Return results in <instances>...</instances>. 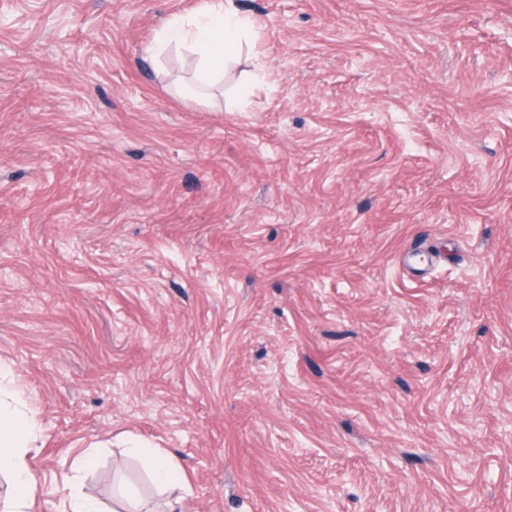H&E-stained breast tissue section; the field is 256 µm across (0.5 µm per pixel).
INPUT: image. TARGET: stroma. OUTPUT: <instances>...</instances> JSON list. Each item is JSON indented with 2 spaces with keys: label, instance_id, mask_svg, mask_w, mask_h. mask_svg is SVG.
Returning a JSON list of instances; mask_svg holds the SVG:
<instances>
[{
  "label": "stroma",
  "instance_id": "1",
  "mask_svg": "<svg viewBox=\"0 0 512 512\" xmlns=\"http://www.w3.org/2000/svg\"><path fill=\"white\" fill-rule=\"evenodd\" d=\"M199 0H0V362L34 512H512V0H237L202 100L150 57ZM251 95L236 89L254 68ZM130 450L158 485L183 487L187 484L183 467L174 454L139 443L134 444ZM96 463V452L88 448L74 456L70 462L71 475H65L63 495L60 497L58 512H104L101 504L95 498L75 490L73 484L77 475L90 471Z\"/></svg>",
  "mask_w": 512,
  "mask_h": 512
}]
</instances>
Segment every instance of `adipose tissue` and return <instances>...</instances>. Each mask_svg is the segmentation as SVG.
Masks as SVG:
<instances>
[{
  "label": "adipose tissue",
  "mask_w": 512,
  "mask_h": 512,
  "mask_svg": "<svg viewBox=\"0 0 512 512\" xmlns=\"http://www.w3.org/2000/svg\"><path fill=\"white\" fill-rule=\"evenodd\" d=\"M255 35L253 22L240 13L235 0H206L190 16L168 21L147 51L158 57L174 49L189 51L196 58L193 83L202 87L217 81L226 58L251 46ZM10 374V368L0 363V476L9 484L10 512H31L39 479L29 465L28 450L40 428L18 397L4 387ZM131 451L158 485H186L185 472L174 454L139 443ZM95 463L96 452L91 448L72 458L69 474L63 480L60 512H103L98 500L74 488L75 476L90 471Z\"/></svg>",
  "instance_id": "adipose-tissue-1"
}]
</instances>
